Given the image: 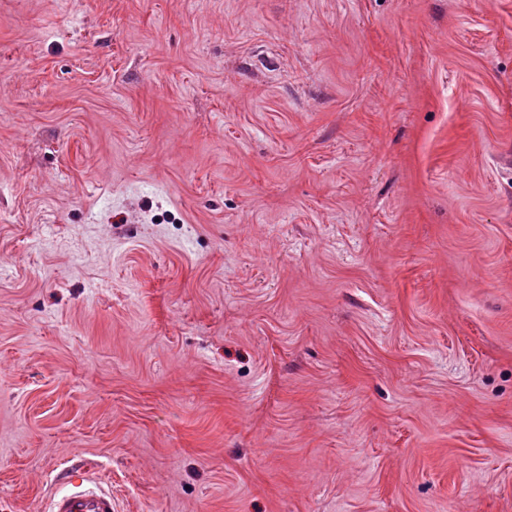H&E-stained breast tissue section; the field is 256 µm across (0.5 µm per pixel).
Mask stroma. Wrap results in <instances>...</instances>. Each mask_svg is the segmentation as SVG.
I'll list each match as a JSON object with an SVG mask.
<instances>
[{"label":"stroma","instance_id":"1","mask_svg":"<svg viewBox=\"0 0 512 512\" xmlns=\"http://www.w3.org/2000/svg\"><path fill=\"white\" fill-rule=\"evenodd\" d=\"M512 512V0H0V512ZM67 484L66 491L50 499L48 512H115L110 488L87 479Z\"/></svg>","mask_w":512,"mask_h":512}]
</instances>
